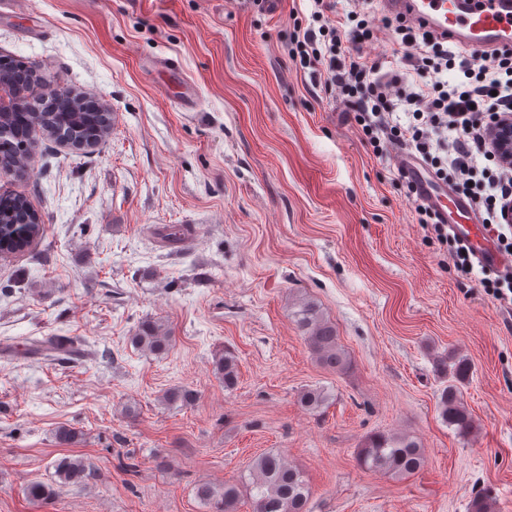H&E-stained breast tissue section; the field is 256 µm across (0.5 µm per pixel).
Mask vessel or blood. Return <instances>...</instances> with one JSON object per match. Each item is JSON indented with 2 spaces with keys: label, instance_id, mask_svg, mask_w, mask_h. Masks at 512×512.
<instances>
[{
  "label": "vessel or blood",
  "instance_id": "vessel-or-blood-1",
  "mask_svg": "<svg viewBox=\"0 0 512 512\" xmlns=\"http://www.w3.org/2000/svg\"><path fill=\"white\" fill-rule=\"evenodd\" d=\"M381 20H400L449 47L476 54L512 53V0H379ZM403 176L416 186L420 201L445 212L473 216L470 224L452 225V232L469 243L481 267L512 274V256L494 246L475 205L451 188L439 187L421 162L406 154L394 157Z\"/></svg>",
  "mask_w": 512,
  "mask_h": 512
}]
</instances>
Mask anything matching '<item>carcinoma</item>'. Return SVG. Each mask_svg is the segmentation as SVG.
I'll list each match as a JSON object with an SVG mask.
<instances>
[{
    "label": "carcinoma",
    "instance_id": "obj_1",
    "mask_svg": "<svg viewBox=\"0 0 512 512\" xmlns=\"http://www.w3.org/2000/svg\"><path fill=\"white\" fill-rule=\"evenodd\" d=\"M11 130L9 146L0 147V169L21 171L27 165L26 148L28 132L35 128L40 134L55 141L66 138L74 145L91 147L104 138L110 129L107 113L98 111L92 102L67 89L51 99L38 112H12L3 117ZM25 198L0 197V250L22 251L41 237L43 225L33 222L24 206ZM297 327L302 332L310 350L324 366L342 371L348 362L338 344L336 327L326 319L313 302H303L295 312ZM134 346L149 355L161 357L172 347V340L164 326L145 318L138 323L132 336ZM214 367L224 382V389L236 388L239 379L237 357L230 351L215 356ZM440 367L448 375L440 397L441 416L457 435L467 437L473 433L474 422L461 402L456 382L465 378L470 370L466 360H441ZM170 405L192 406L197 394L185 386L170 388L163 394ZM329 400L326 391L320 387L309 388L299 396L304 409L318 412ZM362 467L370 471L383 472L394 477H406L418 472L423 462L421 444L406 435L377 432L370 435L358 452ZM56 484L41 481L29 483L25 489L26 498L31 502L47 504L57 496V488L64 485L89 484L96 480V469L92 462L83 457L63 458L55 464ZM250 495L252 512H308L310 490L298 469L288 464L279 453H264L258 456L250 468L249 477L237 482L224 483V490L218 491L209 484L196 488L197 498L208 508V512H237L242 492Z\"/></svg>",
    "mask_w": 512,
    "mask_h": 512
}]
</instances>
